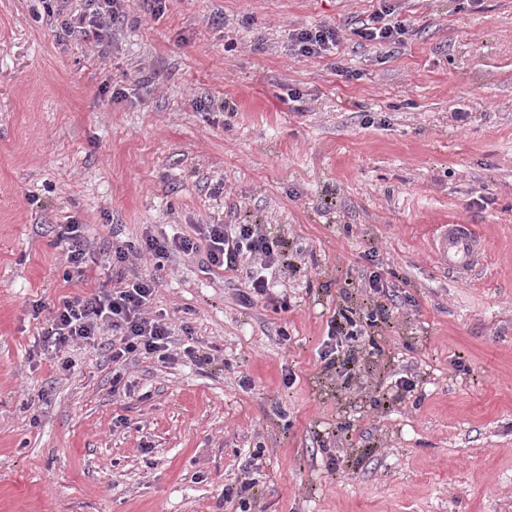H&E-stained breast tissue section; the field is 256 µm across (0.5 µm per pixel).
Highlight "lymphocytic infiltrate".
<instances>
[{
    "label": "lymphocytic infiltrate",
    "instance_id": "lymphocytic-infiltrate-1",
    "mask_svg": "<svg viewBox=\"0 0 512 512\" xmlns=\"http://www.w3.org/2000/svg\"><path fill=\"white\" fill-rule=\"evenodd\" d=\"M123 0H95L92 7L67 16L61 22L65 34H89L91 30L111 32L119 36L117 23L122 14ZM342 31L335 27L318 26L298 31L291 39V47L306 57H321L336 49L343 40ZM283 242L267 232L261 224H202L197 239L168 238L149 235L140 249L116 245L112 248L111 261L116 268V284H102L86 294L62 298L51 312L44 336L58 355L63 370H70L72 361L65 350L81 343L94 345L105 340L112 359V388H126L125 367L138 356L154 357L164 362L177 360L184 355L196 358L197 350L188 346L176 350L170 326L154 316L152 303L160 286L155 276H144L138 271L135 257L147 256L156 268L172 256L204 253L209 270L233 272L240 258L252 260L248 275V296L266 298L270 281L266 275L275 265L281 264ZM363 329L347 311H339L329 324L327 338L319 357L325 368L336 366L335 355L343 341L357 340Z\"/></svg>",
    "mask_w": 512,
    "mask_h": 512
}]
</instances>
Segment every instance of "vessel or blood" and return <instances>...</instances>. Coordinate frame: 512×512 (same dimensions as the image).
<instances>
[{"mask_svg": "<svg viewBox=\"0 0 512 512\" xmlns=\"http://www.w3.org/2000/svg\"><path fill=\"white\" fill-rule=\"evenodd\" d=\"M439 264L459 277L471 275L482 263V247L468 224H443L435 239Z\"/></svg>", "mask_w": 512, "mask_h": 512, "instance_id": "obj_1", "label": "vessel or blood"}]
</instances>
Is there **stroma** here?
<instances>
[{
	"label": "stroma",
	"instance_id": "stroma-1",
	"mask_svg": "<svg viewBox=\"0 0 512 512\" xmlns=\"http://www.w3.org/2000/svg\"><path fill=\"white\" fill-rule=\"evenodd\" d=\"M385 7L397 43L288 50ZM124 11L114 41L0 0V512H232L246 478L250 512H512V0ZM71 216L94 250L68 281ZM216 220L265 225L301 271L249 305L248 261L165 262L154 307L209 364L140 359L118 395L104 349L41 355L33 304L111 278L113 244ZM441 224L475 226L481 272L441 268ZM384 304L339 350L356 376L324 370L334 312ZM291 39L289 51L306 57H322L345 39L342 30L330 26H317L310 29H301Z\"/></svg>",
	"mask_w": 512,
	"mask_h": 512
}]
</instances>
